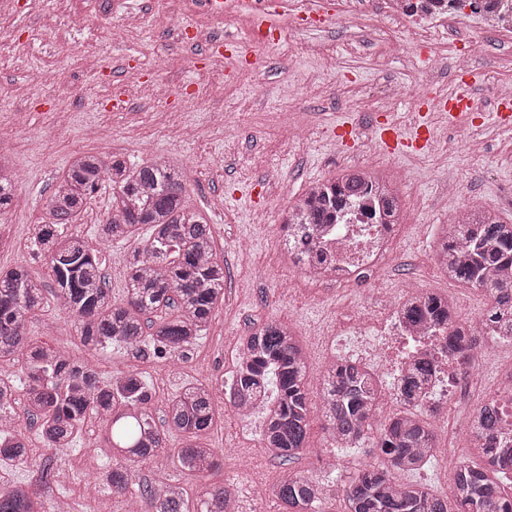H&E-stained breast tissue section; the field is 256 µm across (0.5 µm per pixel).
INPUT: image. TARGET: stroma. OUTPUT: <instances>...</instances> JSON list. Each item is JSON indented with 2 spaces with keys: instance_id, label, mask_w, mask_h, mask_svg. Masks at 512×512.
Returning <instances> with one entry per match:
<instances>
[{
  "instance_id": "1",
  "label": "stroma",
  "mask_w": 512,
  "mask_h": 512,
  "mask_svg": "<svg viewBox=\"0 0 512 512\" xmlns=\"http://www.w3.org/2000/svg\"><path fill=\"white\" fill-rule=\"evenodd\" d=\"M0 12V157L19 178L16 196L0 213V268L22 264L32 276L50 281V270L32 248L34 229L58 177L73 154L97 151L131 164L172 157L185 171L186 196L213 229L219 259L229 271L224 302L216 308L206 335L191 347L178 371L163 359L141 358L115 344L90 355L100 379L135 368L152 395V412L164 424L169 399L186 384L213 379L212 363L230 364L241 336L269 322L291 326L307 356L311 391H318L330 362L344 348H330L329 320L347 319L382 295L365 289L319 287L290 276L278 226L287 206L315 182L353 162H379L398 179L401 202L400 245L404 263L383 275L388 288H421L452 299L462 313L489 309L492 298L471 286L448 280L430 262L439 227L446 218L436 203L457 189L459 199L494 211L512 222V133L484 121L448 130L439 151L391 155L371 136L379 120L389 119L411 132L420 116L413 99L392 103L379 93L389 78H403L407 61L377 43L356 46L348 32L329 25L302 31L281 21L278 42L255 47L254 64L237 66L225 81L224 64L207 60L199 45L177 41L168 24L178 13L184 26L200 23L197 0H9ZM134 28H127L131 15ZM333 48L343 65L336 72L320 68L312 48ZM224 82L223 98L206 96L209 84ZM300 95L289 99V83ZM121 94L122 108L112 106ZM355 124L361 140L348 146L331 137L334 126ZM303 138L290 140L286 126ZM284 177L271 187L267 167ZM112 206V188L102 185L88 200L69 232L98 249L113 298L124 296L126 267L136 242L149 237L138 226L133 240L104 243L98 236ZM30 335L77 355L85 350L70 318L46 302L27 324ZM481 402L471 394L452 412L456 427L448 453L423 470L400 474L403 482L428 484L438 495L449 493L448 464L477 461L469 438L472 413ZM263 415L246 419L225 410L210 433L213 447L224 449L216 479L237 473L252 484L268 486L284 470L302 472L324 484L329 497L347 483L377 451L373 436L354 448L331 452L320 418H313L308 442L290 465H282L263 446ZM95 418H87L72 447L58 450L61 482L52 495L84 512L83 487L96 471L111 466L112 456L99 439ZM170 438L166 448L141 464L144 482L174 479L192 493L204 482L177 469Z\"/></svg>"
}]
</instances>
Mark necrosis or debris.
I'll return each instance as SVG.
<instances>
[{
	"mask_svg": "<svg viewBox=\"0 0 512 512\" xmlns=\"http://www.w3.org/2000/svg\"><path fill=\"white\" fill-rule=\"evenodd\" d=\"M336 26L355 32L357 45L376 42L392 54L406 55L431 43L432 57L447 59L450 73L470 68L471 59L485 52L488 41L512 40V0H343L333 15ZM369 198L341 210L335 223L320 225L310 236L306 253L296 254L290 271L315 282L336 286L359 280L375 283L379 274L403 261L395 225L390 224L383 190L368 186ZM402 298L389 303L386 314L361 311L351 359L371 372H400L415 360L430 359L438 375L429 383L426 408L454 407L463 390H475L482 378L480 352L492 325L487 313L474 315L463 333V351L450 354L437 337L423 336L400 316Z\"/></svg>",
	"mask_w": 512,
	"mask_h": 512,
	"instance_id": "4bbe7bcc",
	"label": "necrosis or debris"
}]
</instances>
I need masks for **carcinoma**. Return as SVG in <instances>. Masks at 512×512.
<instances>
[{
    "instance_id": "obj_1",
    "label": "carcinoma",
    "mask_w": 512,
    "mask_h": 512,
    "mask_svg": "<svg viewBox=\"0 0 512 512\" xmlns=\"http://www.w3.org/2000/svg\"><path fill=\"white\" fill-rule=\"evenodd\" d=\"M369 181L386 189L387 209L399 220L392 183L378 176ZM105 183L112 186V208L98 229L102 240L126 242L140 224L151 229L149 238L135 247L126 269L125 296L118 302L112 300L99 253L80 237L64 234L88 196ZM17 186L13 170L0 163V210L11 204ZM363 191L361 176L344 172L311 185L290 210L300 212L304 227L329 224L336 219V204L354 201ZM33 241L51 271L52 298L89 351L114 343L137 346L151 328L155 356L168 353L184 359L224 302L228 272L217 259L211 225L190 206L182 167L172 159H150L132 167L102 153L76 155L48 198ZM438 253L448 260V279L489 293L497 308H512V224L475 208L469 221L442 228ZM44 288L24 265L0 271V363L20 364L25 376L22 388L13 378L0 376V464L17 466L28 459V444L14 414L21 395L26 420L37 425L49 450L71 447L87 417L98 419L112 466L100 471L97 481L112 493L132 499L147 496L155 512H236V499L224 484L210 485L192 500L182 486L139 481V465L165 447L168 431L181 437L173 458L182 473L205 479L215 471L219 449L207 443V435L219 415L224 379L191 384L174 396L167 405V430L159 429L139 372L130 370L103 382L88 360L29 335L28 318L41 308ZM163 311L174 316L162 320L158 314ZM404 313L412 324L448 331V349L456 350L459 332H451L456 321L450 300L428 294L409 301ZM432 375L426 361L400 373L395 399L402 410L379 423L383 393L378 382L346 361L327 368L320 389L325 437L332 445L353 446L374 429L383 458L352 478L340 500L341 512H512V495L505 490L512 483V454L496 447L494 432L501 418L494 401L480 407L470 426L484 466H459L451 478V498L434 494L424 484L395 479L396 471L421 470L436 450V433L418 413L417 403ZM308 377L305 353L289 328L266 323L241 342L232 375L235 410L245 414L263 397L264 447L285 462L306 448ZM37 473L44 485L57 481L51 455L39 458ZM270 494L284 512H331L323 486L301 473L285 472ZM0 512H70V506L47 504L30 486L7 481L0 484Z\"/></svg>"
}]
</instances>
